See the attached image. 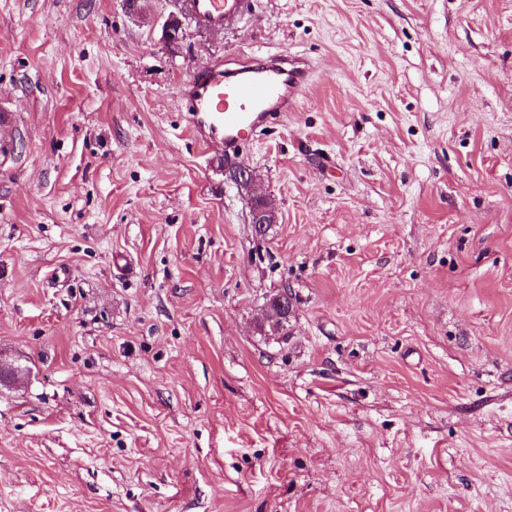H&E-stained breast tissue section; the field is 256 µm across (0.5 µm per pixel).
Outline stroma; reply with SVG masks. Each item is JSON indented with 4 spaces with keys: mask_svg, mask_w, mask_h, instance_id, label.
Here are the masks:
<instances>
[{
    "mask_svg": "<svg viewBox=\"0 0 512 512\" xmlns=\"http://www.w3.org/2000/svg\"><path fill=\"white\" fill-rule=\"evenodd\" d=\"M179 14L0 0V512H512V0ZM282 51L247 191L180 90Z\"/></svg>",
    "mask_w": 512,
    "mask_h": 512,
    "instance_id": "obj_1",
    "label": "stroma"
}]
</instances>
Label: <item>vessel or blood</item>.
<instances>
[{
  "mask_svg": "<svg viewBox=\"0 0 512 512\" xmlns=\"http://www.w3.org/2000/svg\"><path fill=\"white\" fill-rule=\"evenodd\" d=\"M248 4L249 0H181L188 18L212 31L239 23ZM311 79L310 62L297 54L247 57L232 66L218 61L185 82L182 99L194 131L203 141L223 143L230 159L249 137L283 113L295 111Z\"/></svg>",
  "mask_w": 512,
  "mask_h": 512,
  "instance_id": "obj_1",
  "label": "vessel or blood"
}]
</instances>
